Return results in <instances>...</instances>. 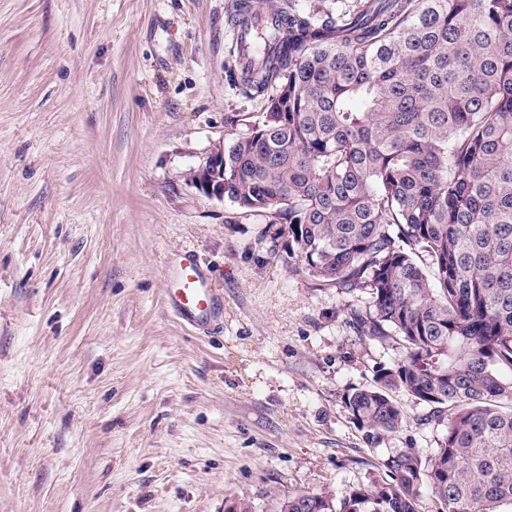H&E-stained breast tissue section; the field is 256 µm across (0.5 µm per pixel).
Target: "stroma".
I'll return each mask as SVG.
<instances>
[{
  "instance_id": "35a3bbf8",
  "label": "stroma",
  "mask_w": 512,
  "mask_h": 512,
  "mask_svg": "<svg viewBox=\"0 0 512 512\" xmlns=\"http://www.w3.org/2000/svg\"><path fill=\"white\" fill-rule=\"evenodd\" d=\"M233 2L0 0V512H276L438 446L407 393L377 437L345 405L404 355L353 324L368 289L186 179L267 106L229 80ZM185 257L201 327L165 301ZM167 305L181 319L196 323L219 311L220 301L197 267L185 261L177 268V286L169 290Z\"/></svg>"
}]
</instances>
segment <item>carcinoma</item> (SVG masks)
Listing matches in <instances>:
<instances>
[{"mask_svg":"<svg viewBox=\"0 0 512 512\" xmlns=\"http://www.w3.org/2000/svg\"><path fill=\"white\" fill-rule=\"evenodd\" d=\"M267 8L285 40L242 79L268 108L225 145L226 199L284 225L315 285L370 289L364 335L402 340L345 397L356 421L402 429L400 390L444 428L432 456L278 512H420L425 489L436 512L512 508V0Z\"/></svg>","mask_w":512,"mask_h":512,"instance_id":"cac0c4a2","label":"carcinoma"}]
</instances>
